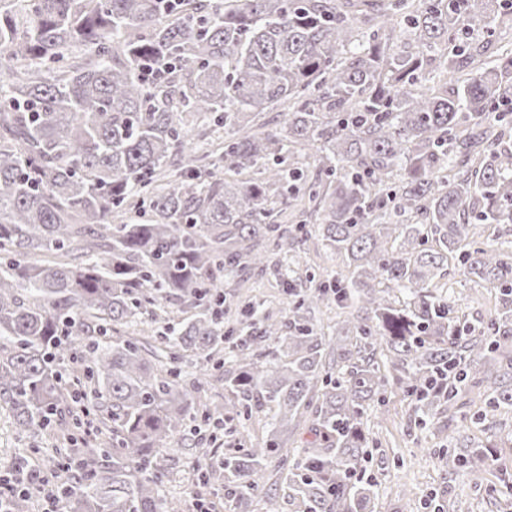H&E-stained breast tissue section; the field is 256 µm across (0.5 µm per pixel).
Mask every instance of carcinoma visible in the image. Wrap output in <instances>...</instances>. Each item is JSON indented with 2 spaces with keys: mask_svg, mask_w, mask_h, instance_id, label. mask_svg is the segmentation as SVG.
<instances>
[{
  "mask_svg": "<svg viewBox=\"0 0 512 512\" xmlns=\"http://www.w3.org/2000/svg\"><path fill=\"white\" fill-rule=\"evenodd\" d=\"M499 30L512 0H0V408L21 433L64 413L78 439L107 434L59 449L62 512H165L177 435L198 416L224 429L186 358L224 370L232 413L255 396L273 412L265 440L204 461L226 512H248L281 452L295 512H373L367 408L392 378L424 423L486 383L475 423L496 430L512 411V253L475 228L512 223V51L485 39ZM199 126L224 128L214 161L196 155ZM298 200L351 277L297 293L286 336L263 316L226 369L218 282L266 269L268 237L296 251L277 220ZM456 275L495 291L489 320L435 292ZM173 300L196 311L164 310L156 345L112 335ZM331 301L352 318L328 338L307 313ZM446 465L480 488L489 458Z\"/></svg>",
  "mask_w": 512,
  "mask_h": 512,
  "instance_id": "1",
  "label": "carcinoma"
}]
</instances>
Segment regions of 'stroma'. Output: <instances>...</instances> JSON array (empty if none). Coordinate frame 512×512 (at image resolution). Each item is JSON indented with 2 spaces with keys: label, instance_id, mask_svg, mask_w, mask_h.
Here are the masks:
<instances>
[{
  "label": "stroma",
  "instance_id": "1",
  "mask_svg": "<svg viewBox=\"0 0 512 512\" xmlns=\"http://www.w3.org/2000/svg\"><path fill=\"white\" fill-rule=\"evenodd\" d=\"M270 268L265 275L244 277L241 272L226 273L220 291L232 303V323L246 321L247 316L238 298L260 303L264 310L274 311L280 321H287L294 302L287 284L297 289L308 288V275L323 280L346 278L345 258L326 247L316 237H309L300 251L288 255L269 251ZM457 313L474 319L493 314L495 300L483 286L455 278L441 286ZM268 412L254 410L252 415H238L224 425L220 448L232 447L247 439H262L269 432ZM367 433L371 439L367 473L375 491L374 512H428L431 497L453 495L467 501L472 512H512V442L496 440L497 459L491 465L486 489L475 490L465 470L451 471L440 451L458 449L463 445L483 446L487 435L480 427L461 418L440 414L433 423L415 424L412 405L406 393L396 384H389L379 403L367 411ZM45 434L18 433L11 414L0 411V472L12 468L19 457H26L30 467L41 469L42 449L51 447ZM179 451L168 461L170 478L161 488L163 500L176 512H193L191 495L198 482L197 445L190 440L178 443Z\"/></svg>",
  "mask_w": 512,
  "mask_h": 512
}]
</instances>
